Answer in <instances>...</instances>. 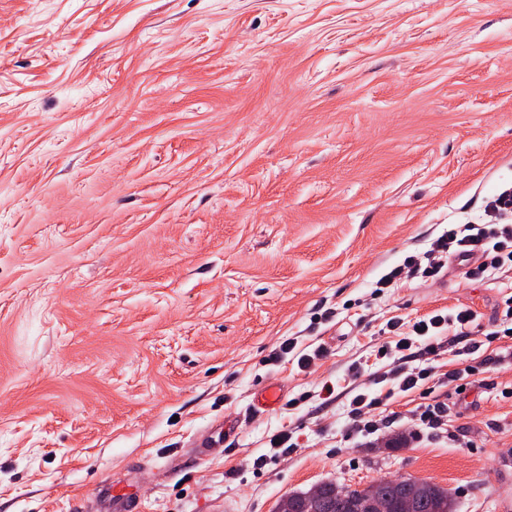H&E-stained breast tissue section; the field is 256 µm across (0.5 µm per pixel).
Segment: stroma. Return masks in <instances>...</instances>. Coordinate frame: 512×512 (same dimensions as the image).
<instances>
[{
  "instance_id": "obj_1",
  "label": "stroma",
  "mask_w": 512,
  "mask_h": 512,
  "mask_svg": "<svg viewBox=\"0 0 512 512\" xmlns=\"http://www.w3.org/2000/svg\"><path fill=\"white\" fill-rule=\"evenodd\" d=\"M510 186L512 0H0V512L107 477L146 512H273L397 475L512 512V271L376 287ZM465 308L481 337L382 352Z\"/></svg>"
}]
</instances>
